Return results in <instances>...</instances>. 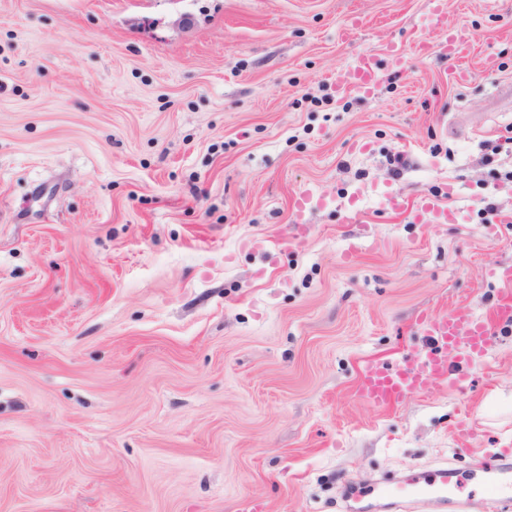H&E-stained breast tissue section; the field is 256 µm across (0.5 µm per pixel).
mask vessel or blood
I'll return each mask as SVG.
<instances>
[{"mask_svg":"<svg viewBox=\"0 0 512 512\" xmlns=\"http://www.w3.org/2000/svg\"><path fill=\"white\" fill-rule=\"evenodd\" d=\"M418 213L429 223L445 224L457 218L455 210L433 198L425 199ZM496 320H512L511 292L503 294L486 315H473L460 306L428 321L426 333L430 344L421 352L418 367L406 363L368 367L358 382V395L378 409L389 410L406 397L425 390L430 381L456 385L448 365L449 350L462 346L469 359L481 357L490 344L491 324ZM479 472L486 491L504 493L512 489L511 458H486L480 463ZM463 480L457 469L445 466L412 470L388 486L378 480L367 487L348 486L342 499L346 512H446L450 506L456 512H471L476 498L463 499L453 494Z\"/></svg>","mask_w":512,"mask_h":512,"instance_id":"vessel-or-blood-1","label":"vessel or blood"}]
</instances>
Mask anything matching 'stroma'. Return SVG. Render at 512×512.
I'll return each mask as SVG.
<instances>
[{"instance_id": "stroma-1", "label": "stroma", "mask_w": 512, "mask_h": 512, "mask_svg": "<svg viewBox=\"0 0 512 512\" xmlns=\"http://www.w3.org/2000/svg\"><path fill=\"white\" fill-rule=\"evenodd\" d=\"M428 8L0 0V512H343L512 449V323L459 387L356 391L512 265V0ZM353 84L363 93L372 92L376 81L375 68L370 57H364L361 65L353 73ZM419 219L423 218L428 223H448L456 221L457 212L448 206L441 204L434 198H426L418 209Z\"/></svg>"}]
</instances>
